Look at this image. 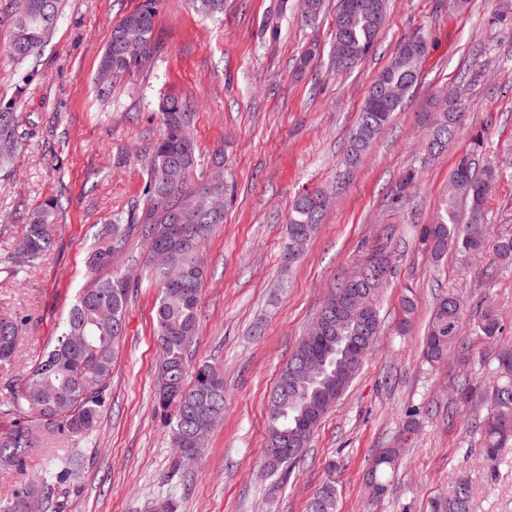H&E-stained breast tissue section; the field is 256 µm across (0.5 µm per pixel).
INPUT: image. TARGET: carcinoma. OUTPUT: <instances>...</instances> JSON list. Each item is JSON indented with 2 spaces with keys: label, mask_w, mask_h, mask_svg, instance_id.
Returning <instances> with one entry per match:
<instances>
[{
  "label": "carcinoma",
  "mask_w": 512,
  "mask_h": 512,
  "mask_svg": "<svg viewBox=\"0 0 512 512\" xmlns=\"http://www.w3.org/2000/svg\"><path fill=\"white\" fill-rule=\"evenodd\" d=\"M157 0H144L140 8L117 24L101 59L100 67L118 76L143 68L141 59L153 52L152 33ZM386 16V0H338L332 39L353 46L357 60L368 55L379 39V27L373 13ZM59 0H19L14 21L11 49L20 59L30 57L54 29ZM427 45L418 48L403 42L391 63L378 75L360 108L346 148L345 161L357 165L377 135L388 125L399 104H378L373 99L378 85L398 90L419 72ZM190 103L176 95H167L160 105V134L143 156L146 180L142 200L125 215L103 224L97 231V247L88 255L89 280L80 289L50 349L27 369L11 387L9 397L0 401V416L11 428L0 433V474L25 471L29 449L35 447L29 426L40 422L48 430L80 439L96 425L104 406L112 366L124 333L125 312L132 289L128 280L112 264L127 256L131 246H139L160 283L155 302V332L160 361L155 389L158 412L168 428L171 445L182 461L194 459L193 438L208 434L224 414V376L209 361L198 364L194 379L186 383L187 336H195L199 319L201 291L206 266L198 254L224 223V215L214 210V201L225 195L222 183L195 185L191 173L199 164V153L190 126ZM461 112L456 107L438 113L430 126L425 149L439 155L454 139ZM18 143L15 116L0 112V166L12 164ZM496 170L479 165L473 155H465L455 165L448 180L442 206L434 223L422 229L421 242L436 258L453 249L463 257L479 256L485 250L488 225L484 224L483 205L496 181ZM316 193L306 192L294 198L288 224L284 259L293 263L315 233L322 208ZM58 202L51 198L38 206L24 225V248L0 258V263L15 274L35 267L53 244ZM163 255L160 268L154 257ZM494 259L512 260V237L499 238ZM390 258L382 252L371 254L353 273L357 287L375 301L374 332L364 346L359 362L371 354L380 328L378 300L388 273ZM111 309L112 317H100L101 307ZM463 299L453 293L436 298L422 353L429 363H439L455 345L465 315ZM25 322L17 317L0 316V364L11 363L16 356ZM478 335L498 342L502 325L488 307L475 321ZM359 335L356 319L349 312L331 323L328 331L315 338H304L279 371L267 401V447L276 448L280 436L301 427L304 419L313 422L295 450L283 446L275 461L265 460L266 476L285 483L295 464L326 413L350 387L356 374L347 373L339 364L336 343ZM310 351L320 358L322 371L305 378L293 369L300 355ZM460 400L468 403L488 400L487 412L480 419L483 436L482 459L494 463L500 452L512 442V343L500 347L496 366L487 381L479 386L464 384L458 390ZM397 449L385 448L372 461L369 479L380 490L387 488L385 475L394 468ZM80 467V457L72 449L57 455L37 477L25 483L10 500H0V512H62L64 495ZM473 490L459 479L448 495L444 512H469ZM307 512H336V485L329 479L312 495Z\"/></svg>",
  "instance_id": "cac0c4a2"
}]
</instances>
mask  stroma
<instances>
[{"mask_svg": "<svg viewBox=\"0 0 512 512\" xmlns=\"http://www.w3.org/2000/svg\"><path fill=\"white\" fill-rule=\"evenodd\" d=\"M141 2L62 0L55 29L22 61L11 50L18 0H0V112L14 113L20 143L0 169V255L15 250L39 204H62L42 261L21 278L0 269V315L27 319L14 363L0 366V400L55 336L85 282L98 226L140 200L141 155L159 135L163 97L177 94L195 112L202 158L192 181L210 180L218 149L229 181L224 222L203 250L207 278L189 355L190 364L207 359L223 370L224 417L201 454L179 462L154 403L160 286L136 267L139 286L96 427L76 441L39 433L25 473L0 477V500L70 447L82 467L65 512H153L158 499L173 500L177 512H306L332 462L338 512H434L461 476L473 488L471 512H512V448L485 464L475 421L486 406L456 400L462 384L487 378L497 350L473 330L478 305L495 307L501 341L512 342V264L453 252L436 262L419 244L455 163L474 150L499 172L484 206L489 238L512 235V0H467L460 10L448 0H388L376 48L349 71L328 67L338 0H323L312 22L299 0H224L216 15L193 0H158L150 66L99 80L113 27ZM415 36L428 46L416 86L358 167L346 169L348 135L373 82ZM451 99L463 123L446 152L426 159L427 129ZM410 171L412 186L401 188ZM305 190L324 192L329 205L287 270L289 207ZM377 249L390 255L391 272L375 347L288 481L274 487L262 474L267 395L332 285ZM448 291L467 305L463 344L432 366L421 341ZM407 296L416 310L403 333ZM413 409L419 431L403 446ZM384 448L399 458L375 498L366 476Z\"/></svg>", "mask_w": 512, "mask_h": 512, "instance_id": "stroma-1", "label": "stroma"}]
</instances>
